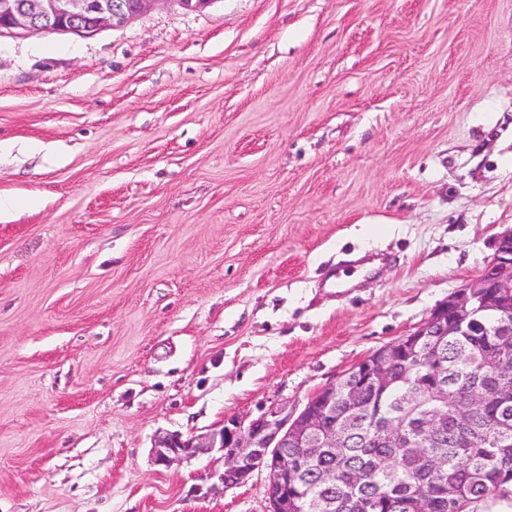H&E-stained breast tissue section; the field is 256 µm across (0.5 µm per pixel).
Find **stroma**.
Listing matches in <instances>:
<instances>
[{"mask_svg":"<svg viewBox=\"0 0 512 512\" xmlns=\"http://www.w3.org/2000/svg\"><path fill=\"white\" fill-rule=\"evenodd\" d=\"M0 512H265L157 436L299 406L512 228V0H154L0 36ZM40 150H31V143Z\"/></svg>","mask_w":512,"mask_h":512,"instance_id":"1","label":"stroma"}]
</instances>
